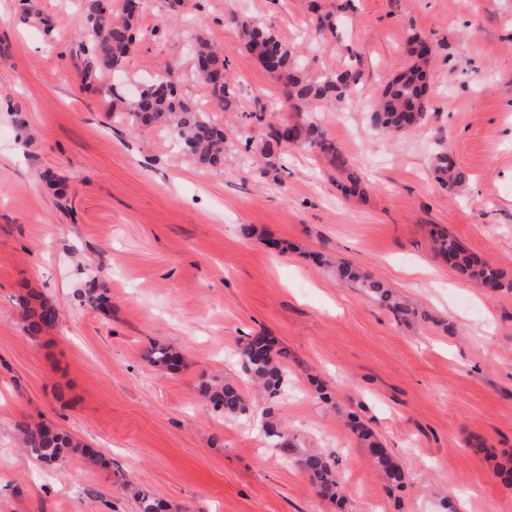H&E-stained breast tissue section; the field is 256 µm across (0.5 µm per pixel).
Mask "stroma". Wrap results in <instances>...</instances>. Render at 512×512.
<instances>
[{"instance_id":"stroma-1","label":"stroma","mask_w":512,"mask_h":512,"mask_svg":"<svg viewBox=\"0 0 512 512\" xmlns=\"http://www.w3.org/2000/svg\"><path fill=\"white\" fill-rule=\"evenodd\" d=\"M309 4L187 0L174 20L150 9L126 76L191 73L203 32L228 51L243 110L288 117L282 86L238 49L235 15L273 27L316 80L357 53L349 102L311 113L361 177L360 198L308 150L289 149L280 180L262 175L264 128L190 82L231 136L223 167H196L168 132L131 128L84 87L79 0H32L49 35L21 20L22 0H0V512H138L140 492L172 512H512L499 475L512 467V286L490 295L460 278L429 235L447 229L512 283V0H353L333 33L316 32ZM414 38L431 47L428 108L390 138L369 111ZM442 149L466 175L459 188L433 179ZM338 262L425 319H394L337 279ZM101 285L103 310L85 298ZM30 291L58 311L35 339L18 305ZM258 333L284 354L273 399L255 397L239 355ZM154 345L180 352L176 370L148 360ZM205 379L237 383L249 414L215 411ZM268 409L330 458L338 498L320 497L263 437ZM351 413L399 463L401 485L346 428ZM19 419L78 438L108 467L34 459Z\"/></svg>"}]
</instances>
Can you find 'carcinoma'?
I'll return each mask as SVG.
<instances>
[{
	"mask_svg": "<svg viewBox=\"0 0 512 512\" xmlns=\"http://www.w3.org/2000/svg\"><path fill=\"white\" fill-rule=\"evenodd\" d=\"M150 0H83L80 22L85 39L91 45V53L83 58V79L86 87H94L112 96V111L131 119L138 129L163 127L177 140L183 155L200 167H216L224 164V152L228 136L224 127L206 118L189 102L179 88L180 75L167 67L155 73L141 84V92L127 95L117 85L104 86L105 79L124 71V63L137 40L139 21ZM310 9L318 13V30L336 32L342 14L351 4L336 6L334 11H321L317 3ZM239 46L255 57L259 64L285 89L293 101L297 113L294 120L268 123L264 109L259 107L243 113L248 120L265 127V140L261 152L266 159L264 174L279 178L284 169L283 147L289 138L296 145L318 153L336 171L346 174V182L338 184L345 195L364 194L359 177L350 171L346 158L328 137L322 125L308 112L317 102H342L357 83L359 73L348 67L332 77L314 81L306 77L293 48L269 27H265L243 15L238 18ZM427 42L416 39L410 42L409 61L387 84L370 113L372 125L388 133L400 134L416 127L424 118L428 78ZM194 60L193 77L210 89L211 96L224 105L226 111L239 108V98L229 77L220 86L212 84L211 75L228 70V53L216 47L205 37H198L191 48ZM434 179L444 188L455 187L466 176L454 158L443 150L431 161ZM436 254L448 261V266L461 277L477 282L488 294L493 295L505 287L504 273L469 252L448 231L435 228L431 231ZM336 276L361 289L373 302L385 307L397 320L417 316L418 312L404 298H400L370 273L346 262L336 265ZM25 330L37 338L58 321L56 308L33 293L20 298ZM280 352L273 350L269 339L262 335L251 336L242 347L243 363L246 364L255 383L269 396L279 392L284 380L285 366L278 359ZM149 361L165 369H173L179 363V355L169 347L154 345L147 351ZM201 395L215 409L226 416H235L247 410V398L238 385L230 380L222 383L204 381ZM351 432L369 449L374 465L385 476L398 482L402 479L399 465L383 449L379 439L361 422H348ZM262 430L273 447L309 477L316 492L324 497L337 495V481L332 464L322 453L299 448L272 416L262 421ZM15 431L22 448L32 457L53 462L68 454H78L94 464H105L99 452L88 448L68 434L57 432L43 423L18 420Z\"/></svg>",
	"mask_w": 512,
	"mask_h": 512,
	"instance_id": "1",
	"label": "carcinoma"
}]
</instances>
